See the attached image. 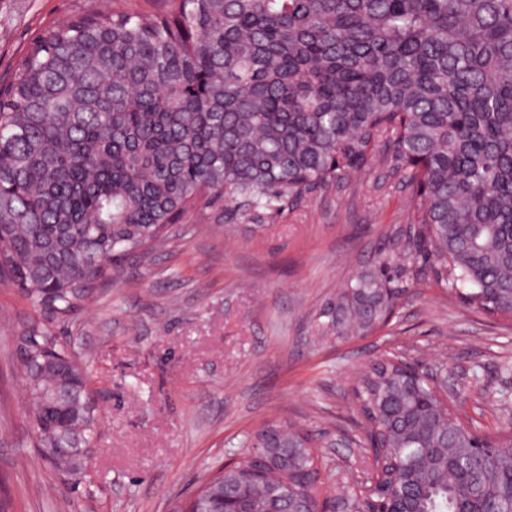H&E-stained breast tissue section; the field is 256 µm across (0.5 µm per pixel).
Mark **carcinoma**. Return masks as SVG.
I'll return each mask as SVG.
<instances>
[{
	"instance_id": "cac0c4a2",
	"label": "carcinoma",
	"mask_w": 512,
	"mask_h": 512,
	"mask_svg": "<svg viewBox=\"0 0 512 512\" xmlns=\"http://www.w3.org/2000/svg\"><path fill=\"white\" fill-rule=\"evenodd\" d=\"M89 13L38 40L0 96V273L40 315L17 337L38 448L77 483L96 438L88 367L52 335L123 261L167 241L203 195L270 219L380 164L409 171L414 217L322 313L338 338L386 323L413 271L512 317V0H175ZM392 360L355 390L380 480L345 506L414 492L415 512H512V433L488 442ZM265 448L177 512H291L309 439Z\"/></svg>"
}]
</instances>
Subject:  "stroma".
<instances>
[{
	"label": "stroma",
	"instance_id": "35a3bbf8",
	"mask_svg": "<svg viewBox=\"0 0 512 512\" xmlns=\"http://www.w3.org/2000/svg\"><path fill=\"white\" fill-rule=\"evenodd\" d=\"M172 0H0V86L47 29L93 10L162 14ZM405 173L380 166L284 206L277 223L223 201L183 217L58 326L87 361L100 410L92 461L64 484L34 446L15 336L37 311L0 281V479L13 512H171L252 436L291 424L311 439L320 494L352 492L369 463L354 397L372 365L401 357L442 381L479 434L512 421V322L415 279L391 321L322 335L321 314L410 223Z\"/></svg>",
	"mask_w": 512,
	"mask_h": 512
}]
</instances>
